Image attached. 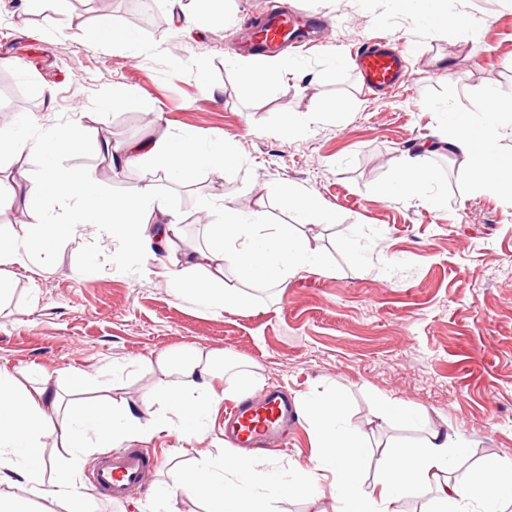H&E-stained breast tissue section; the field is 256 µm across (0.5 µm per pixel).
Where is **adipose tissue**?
<instances>
[{"instance_id":"1","label":"adipose tissue","mask_w":512,"mask_h":512,"mask_svg":"<svg viewBox=\"0 0 512 512\" xmlns=\"http://www.w3.org/2000/svg\"><path fill=\"white\" fill-rule=\"evenodd\" d=\"M480 127L466 122L451 130L449 145L460 152L473 186L489 183L512 190V161L494 156L492 144L501 135L498 120L503 107L495 97L482 99ZM88 129L78 123L48 128L36 141L19 140L0 128V147L13 154L37 153L53 157L79 151L88 141ZM428 152L404 156L396 161L399 178L396 193L417 199L421 188L432 179ZM119 164L147 162L153 170L185 177L200 167L223 170L230 158L222 145L201 149L194 140L161 133L156 138L132 143L118 150ZM264 195L273 196L291 210L317 216L325 224L335 223V208L320 206L302 193L270 180L262 185ZM33 193L39 198L76 201L77 210L62 224L38 220L8 229L0 228V268L18 267L37 272L45 266L55 242L83 235L87 228L112 232L124 246L140 253L153 246L169 248L181 235V217L167 206L154 181H146L122 199L102 195L92 171H66L45 165ZM210 247L194 251L185 260L171 261L164 274L177 293L215 311L229 306L248 310L238 285L225 280L226 268H233L240 282L272 286L282 283L303 268L319 266L320 256L309 241L289 233L287 227L267 224L262 208L243 213L231 203L207 204ZM157 368L163 378L148 397L158 408L150 424H142L126 407L109 402L88 404L74 401L66 423L59 428L63 448L84 453V439L94 447L112 448L124 442L168 431L172 418H179L184 433H195L210 406L222 401L215 358L187 350L178 358L159 355ZM304 409L316 425L321 452L308 465L298 466L291 480H282L269 463L254 457H238L222 462L202 459L177 473L164 490L167 503L193 495L206 504L205 512H267L257 487L274 485L286 494L315 495L324 473L333 476L331 498L335 512H401L402 492L419 485L437 488L450 512H468L478 504L481 512H499V504L512 500V463H488L487 474L463 472L450 475L451 456L460 448L452 430H435L417 448H404L392 455L371 488L359 489L355 480L363 462L364 442L348 427L338 396L304 401ZM57 399L50 381L31 390H17L16 381L0 375V485L13 476L25 479L31 494L52 500L61 512H84L89 494L77 484L73 469H65L53 488H45L46 463L40 454L44 431L53 426Z\"/></svg>"}]
</instances>
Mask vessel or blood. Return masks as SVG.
Wrapping results in <instances>:
<instances>
[{
    "mask_svg": "<svg viewBox=\"0 0 512 512\" xmlns=\"http://www.w3.org/2000/svg\"><path fill=\"white\" fill-rule=\"evenodd\" d=\"M292 34L288 15L269 14L255 34L257 46L274 50ZM355 60L364 83L372 88H384L405 75L404 55L366 44L355 52ZM297 415L295 407L277 391L258 400L245 401L226 412L224 429L239 448H251L258 442L278 436ZM152 468L150 459L135 448L113 451L97 465L93 484L105 488L112 500L124 501L134 489L145 483Z\"/></svg>",
    "mask_w": 512,
    "mask_h": 512,
    "instance_id": "vessel-or-blood-1",
    "label": "vessel or blood"
}]
</instances>
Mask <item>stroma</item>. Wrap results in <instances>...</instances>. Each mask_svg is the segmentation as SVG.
Listing matches in <instances>:
<instances>
[{
  "instance_id": "1",
  "label": "stroma",
  "mask_w": 512,
  "mask_h": 512,
  "mask_svg": "<svg viewBox=\"0 0 512 512\" xmlns=\"http://www.w3.org/2000/svg\"><path fill=\"white\" fill-rule=\"evenodd\" d=\"M447 2L473 19L476 41L458 43L425 2L404 11L395 0H224L229 25L204 22L187 34L175 16L197 11L198 0H165L163 24L148 27L124 0L102 9L93 0H0V125L33 141L55 125L95 128L83 150L56 163L94 170L99 191L113 198L140 186L145 167H111L103 142L119 148L164 129L222 144L238 160L223 173L155 175L182 216L180 252L207 244L200 215L205 201L222 199L243 212L264 204L268 223L287 225L321 256L319 267L276 289L246 286L247 313L198 307L156 273L168 253L134 254L103 233L56 246L39 276L14 272L0 304V370L28 387L51 378L59 418L75 395H106L149 422L146 396L161 377L152 361L161 353L199 349L254 375L244 390L225 377L228 394L197 433L175 424L137 441L154 462L150 481L119 504L91 490L88 512H162L163 489L179 468L234 455L225 408L274 387L297 402L318 393L343 399L366 439L358 474L366 487L389 447H417L434 429L460 435L456 460L469 471L512 461V199L470 187L460 176L463 158L442 145L454 116L471 115L477 97L489 92L512 104V12L497 0ZM275 9L311 11L325 25L315 44L249 58L250 32ZM104 19L132 32L135 47L98 42ZM376 37L405 49L406 84L364 85L354 52ZM247 59L264 69L287 62L288 74L274 92L260 91L240 78ZM115 95L126 104L113 111L105 103ZM289 117L303 121L300 132L282 131ZM427 145L435 180L425 201L398 197L396 158ZM0 165L15 185L13 199L0 204V225L74 211L73 203L32 196L40 155L0 153ZM267 180L334 206L338 222L260 200ZM144 266L153 270L146 279L137 274ZM393 402L411 418L390 416ZM257 452L290 478L317 452L309 416L300 415L280 445Z\"/></svg>"
}]
</instances>
